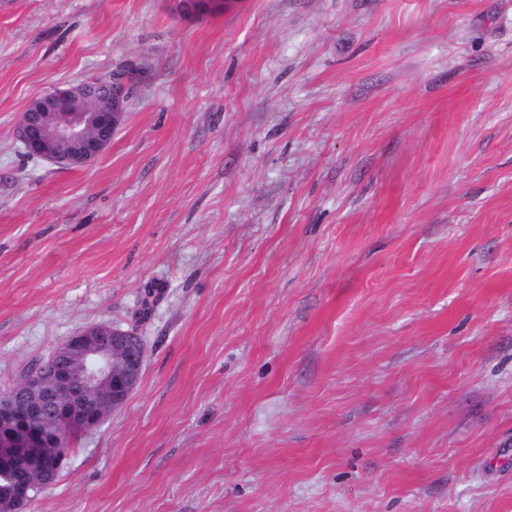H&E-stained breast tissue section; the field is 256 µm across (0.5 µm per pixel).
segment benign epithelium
I'll list each match as a JSON object with an SVG mask.
<instances>
[{
	"label": "benign epithelium",
	"instance_id": "1",
	"mask_svg": "<svg viewBox=\"0 0 512 512\" xmlns=\"http://www.w3.org/2000/svg\"><path fill=\"white\" fill-rule=\"evenodd\" d=\"M226 2L178 0V6L184 15H200L221 11ZM86 90L85 82L53 88L27 103L15 133L30 156L77 169L109 146L129 105L127 89L113 81L102 87V106L72 105ZM143 365L144 349L136 333L93 325L57 346L40 371L0 393V475L8 478L0 512H26L36 493L61 471L65 438L96 428L121 409L137 388ZM20 456L27 471L16 475Z\"/></svg>",
	"mask_w": 512,
	"mask_h": 512
}]
</instances>
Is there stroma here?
I'll return each instance as SVG.
<instances>
[{
	"label": "stroma",
	"mask_w": 512,
	"mask_h": 512,
	"mask_svg": "<svg viewBox=\"0 0 512 512\" xmlns=\"http://www.w3.org/2000/svg\"><path fill=\"white\" fill-rule=\"evenodd\" d=\"M94 323L140 383L27 512H512V0H0V391ZM228 0H179V11L183 15H200L222 11ZM86 90L87 82L53 88L27 103L15 133L30 156L62 168L77 169L109 146L129 105L127 89L113 81L102 87V106H72V101L85 97ZM85 98L90 104H98L101 99L97 94Z\"/></svg>",
	"instance_id": "stroma-1"
}]
</instances>
